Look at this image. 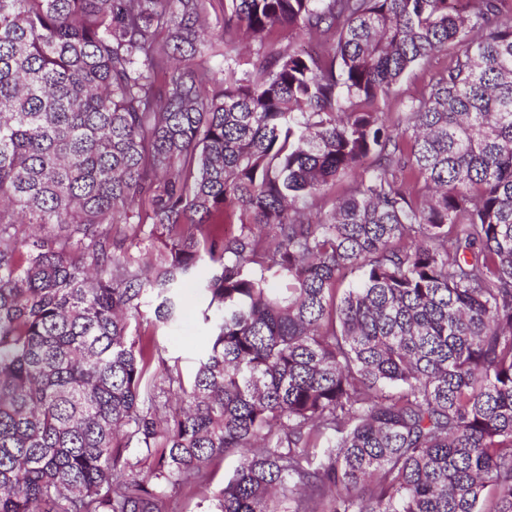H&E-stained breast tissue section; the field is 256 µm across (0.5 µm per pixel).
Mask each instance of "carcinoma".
Returning a JSON list of instances; mask_svg holds the SVG:
<instances>
[{
  "instance_id": "obj_1",
  "label": "carcinoma",
  "mask_w": 512,
  "mask_h": 512,
  "mask_svg": "<svg viewBox=\"0 0 512 512\" xmlns=\"http://www.w3.org/2000/svg\"><path fill=\"white\" fill-rule=\"evenodd\" d=\"M211 7L0 0V512H512V11ZM223 9L220 1L214 2V9L210 10V23L211 30L214 36L211 38V42L207 43L208 50L205 51L202 57L198 56L195 59V63H199L201 61H208L211 67H215L218 71L222 66L223 62V53H224V44L219 40L217 34L220 32L222 22H223ZM449 60L446 56H440L433 61L430 65L419 66L414 68L404 80L403 84L391 93L387 99V107L389 112H398L400 109L399 102L414 91L420 89L424 84H427L432 77V74L440 67L444 66ZM207 275L205 268L197 272L196 278L188 280L183 289V313L178 327L174 331L156 330L153 326V315L150 308H143V317L140 318L139 333L150 335L155 332L162 355L169 362L178 358L179 365L184 373L191 372L196 365V344L201 336L205 335L198 320V308L201 299L195 289V281Z\"/></svg>"
}]
</instances>
